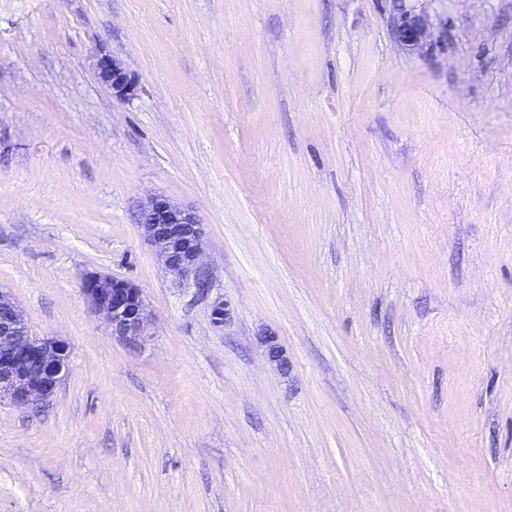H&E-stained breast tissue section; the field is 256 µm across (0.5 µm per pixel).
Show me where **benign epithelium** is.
<instances>
[{"label":"benign epithelium","instance_id":"7a95c632","mask_svg":"<svg viewBox=\"0 0 512 512\" xmlns=\"http://www.w3.org/2000/svg\"><path fill=\"white\" fill-rule=\"evenodd\" d=\"M397 42L409 51L422 49L425 28L416 17L404 16L395 27ZM97 76L112 96L131 99L138 81L123 63L101 51L95 61ZM139 228L166 270L178 283L208 290V275L203 262L205 229L196 211L164 195H155L140 205ZM82 293L89 308L105 319L112 335L141 344L147 338L149 314L142 290L133 282L107 274L91 272L84 276ZM0 306L6 317L0 319V398L18 408H27L49 399L59 388L69 369V346L56 337L32 334L22 309L0 290ZM230 304L217 297L211 317L216 326L224 324ZM269 361L288 367L277 336H262Z\"/></svg>","mask_w":512,"mask_h":512}]
</instances>
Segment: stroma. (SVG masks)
I'll return each instance as SVG.
<instances>
[{
	"label": "stroma",
	"instance_id": "35a3bbf8",
	"mask_svg": "<svg viewBox=\"0 0 512 512\" xmlns=\"http://www.w3.org/2000/svg\"><path fill=\"white\" fill-rule=\"evenodd\" d=\"M89 272L141 288L143 345ZM0 289L70 347L0 398V512H512V0H0ZM395 37L397 42L406 50H420L425 39L424 25L416 16H404L396 24ZM95 69L99 81L113 97L126 100L136 95L138 81L119 59L101 50L95 61ZM139 228L166 270L178 283L208 290L203 262L205 229L196 211L164 195L150 197L139 208ZM82 293L89 308L111 327L113 336L133 344L148 338L149 314L142 290L136 284L91 272L83 278Z\"/></svg>",
	"mask_w": 512,
	"mask_h": 512
}]
</instances>
